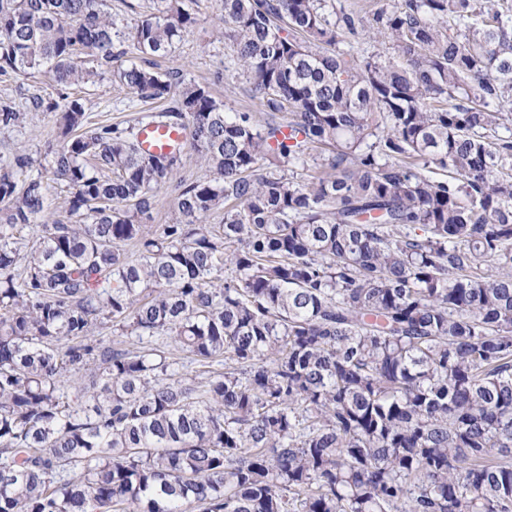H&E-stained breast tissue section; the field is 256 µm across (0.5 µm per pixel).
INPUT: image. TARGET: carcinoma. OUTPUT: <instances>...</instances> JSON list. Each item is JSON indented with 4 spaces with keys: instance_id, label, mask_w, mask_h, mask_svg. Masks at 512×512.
<instances>
[{
    "instance_id": "carcinoma-1",
    "label": "carcinoma",
    "mask_w": 512,
    "mask_h": 512,
    "mask_svg": "<svg viewBox=\"0 0 512 512\" xmlns=\"http://www.w3.org/2000/svg\"><path fill=\"white\" fill-rule=\"evenodd\" d=\"M196 4L121 27L107 0H0V75L46 70L67 101L35 108L80 217L47 222L29 157L0 160V512H512V12L224 0L275 122L154 69ZM368 29L394 57L355 53ZM109 77L143 103L179 85L142 119L209 168L154 235L180 154L87 122L78 92ZM25 119L0 101V128ZM173 346L224 373L188 381ZM177 216L176 194L173 187L168 185L158 190L152 218L144 220L143 224H146V230L155 232L162 224L174 222Z\"/></svg>"
}]
</instances>
